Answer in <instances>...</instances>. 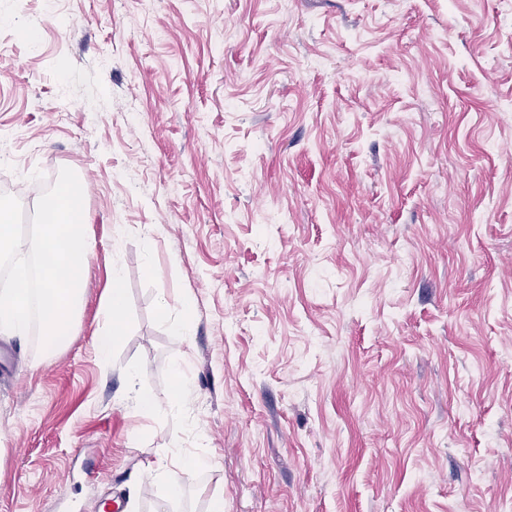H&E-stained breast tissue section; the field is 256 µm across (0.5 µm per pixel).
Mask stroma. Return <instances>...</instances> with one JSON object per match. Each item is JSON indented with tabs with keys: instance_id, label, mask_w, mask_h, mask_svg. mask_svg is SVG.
<instances>
[{
	"instance_id": "stroma-1",
	"label": "stroma",
	"mask_w": 512,
	"mask_h": 512,
	"mask_svg": "<svg viewBox=\"0 0 512 512\" xmlns=\"http://www.w3.org/2000/svg\"><path fill=\"white\" fill-rule=\"evenodd\" d=\"M1 149L92 250L0 335V512H512V0H0ZM121 274L116 269L112 272L111 287L104 295L102 305L105 323L109 326L108 336H99V352L102 357H106L117 336L121 334V315L124 308V292L121 288ZM204 465L200 459L177 456L171 468H158L155 471L166 484L168 498L176 500L182 495L186 480Z\"/></svg>"
}]
</instances>
